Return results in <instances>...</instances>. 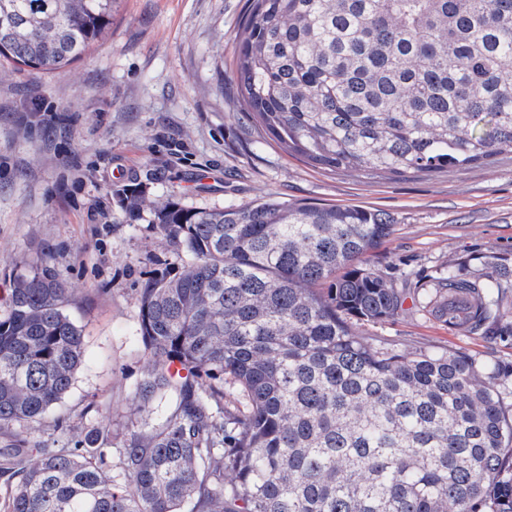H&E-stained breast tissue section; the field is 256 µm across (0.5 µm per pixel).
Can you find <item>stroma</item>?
<instances>
[{
	"mask_svg": "<svg viewBox=\"0 0 512 512\" xmlns=\"http://www.w3.org/2000/svg\"><path fill=\"white\" fill-rule=\"evenodd\" d=\"M250 0H117L112 23L81 59L52 73L0 59V300L21 263L43 253L66 280L84 361L56 415L22 429L56 442L108 424L120 447L149 365L139 291L181 261L147 221L127 222L112 188L136 180L154 201L242 205L273 194L371 207L394 233L370 254L410 282L493 249L512 254V156L433 176L334 174L288 153L241 106L237 33ZM399 350H462L512 363V346L455 334L406 313L355 327ZM69 417L68 429L56 425Z\"/></svg>",
	"mask_w": 512,
	"mask_h": 512,
	"instance_id": "35a3bbf8",
	"label": "stroma"
}]
</instances>
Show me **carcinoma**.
<instances>
[{
    "label": "carcinoma",
    "instance_id": "1",
    "mask_svg": "<svg viewBox=\"0 0 512 512\" xmlns=\"http://www.w3.org/2000/svg\"><path fill=\"white\" fill-rule=\"evenodd\" d=\"M115 3L0 0V57L53 72L101 39ZM236 81L264 132L313 166H491L512 154V0H253ZM113 196L182 261L139 292L152 364L135 415L120 448L104 426L61 448L14 434L65 398L84 356L52 254L15 274L0 305V512H512V366L352 331L413 312L512 340V258L490 250L412 286L370 263L394 231L380 210Z\"/></svg>",
    "mask_w": 512,
    "mask_h": 512
}]
</instances>
